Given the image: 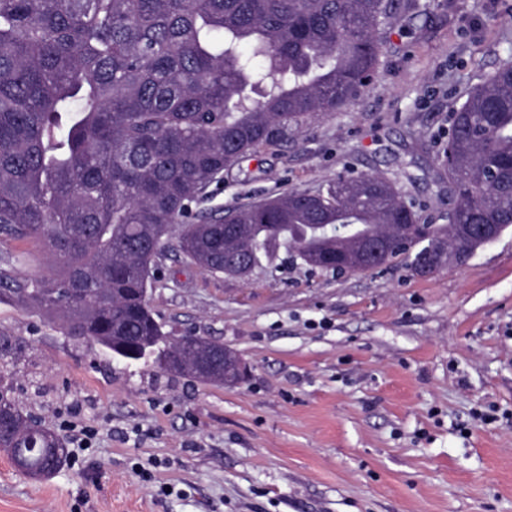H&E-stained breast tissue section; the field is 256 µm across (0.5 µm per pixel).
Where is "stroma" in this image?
<instances>
[{
    "instance_id": "1",
    "label": "stroma",
    "mask_w": 512,
    "mask_h": 512,
    "mask_svg": "<svg viewBox=\"0 0 512 512\" xmlns=\"http://www.w3.org/2000/svg\"><path fill=\"white\" fill-rule=\"evenodd\" d=\"M359 97L225 169L215 214L346 170L448 221L442 144L477 73L512 56V0H415ZM52 261L0 237V268ZM165 331L233 350L237 385L111 358L0 290V380L67 450L35 480L0 451V512H512V230L429 277L400 261L333 276L284 259L244 278L157 259ZM199 337V336H198ZM203 340L204 351H219L224 358L223 369H224V385L233 386L238 384L245 374L246 367L243 365L240 358L232 351L234 356V366H235V376L232 378L229 373H227L228 368V354L227 351L230 350L228 348L225 349L224 344L217 343L212 340L205 339L203 337H199Z\"/></svg>"
}]
</instances>
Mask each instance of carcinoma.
Returning a JSON list of instances; mask_svg holds the SVG:
<instances>
[{"label": "carcinoma", "instance_id": "cac0c4a2", "mask_svg": "<svg viewBox=\"0 0 512 512\" xmlns=\"http://www.w3.org/2000/svg\"><path fill=\"white\" fill-rule=\"evenodd\" d=\"M400 0H0V234L47 243L58 272L0 273V286L56 316L70 336L146 360L180 352L170 371L197 378L195 346L154 318L156 258L179 251L213 273L278 269V251L325 272L336 237L421 224L380 174L342 173L214 217L192 204L224 168L349 105L376 73ZM448 221L512 228V58L452 113ZM415 267L422 248L386 258ZM0 451L24 474L67 462L51 428L14 398L0 403Z\"/></svg>", "mask_w": 512, "mask_h": 512}]
</instances>
